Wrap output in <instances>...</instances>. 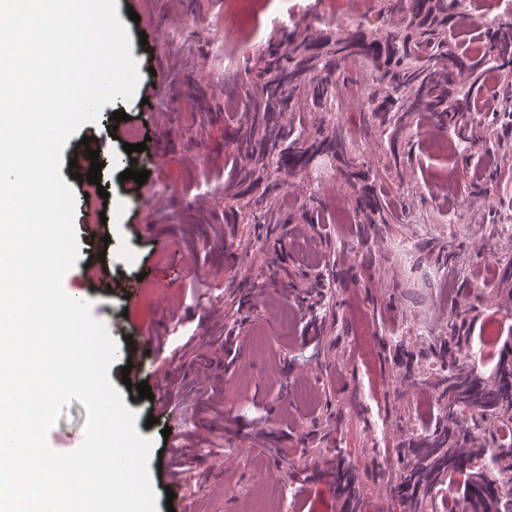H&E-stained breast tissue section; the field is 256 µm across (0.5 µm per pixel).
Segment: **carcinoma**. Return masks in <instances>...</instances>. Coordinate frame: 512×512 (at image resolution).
I'll list each match as a JSON object with an SVG mask.
<instances>
[{
  "label": "carcinoma",
  "instance_id": "carcinoma-1",
  "mask_svg": "<svg viewBox=\"0 0 512 512\" xmlns=\"http://www.w3.org/2000/svg\"><path fill=\"white\" fill-rule=\"evenodd\" d=\"M378 23L322 29L306 22L282 32L257 54L253 76L242 82L243 107L233 111L231 142L240 160L224 198L243 201L258 192L274 223H281L279 195L288 178L305 171L316 154L344 155L350 131L315 122L297 128L290 112H337L342 98L336 73L349 61L371 76L361 109L381 117L390 149L399 144L415 115L457 123L480 111L477 73L502 81L503 100H512V19H498L465 47L448 41L466 23L458 0H381ZM345 178L355 193L354 210L364 224L386 222L385 196L370 172L346 163ZM249 201L243 204L248 208ZM487 337V358L497 360L493 375L477 376L461 346L457 326L439 344V383L444 385L434 427L410 448L398 450V497L402 503L435 498L445 484L462 480L467 512H512V349L496 350ZM336 484L346 495V512H361L351 467L336 461Z\"/></svg>",
  "mask_w": 512,
  "mask_h": 512
}]
</instances>
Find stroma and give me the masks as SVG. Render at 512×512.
<instances>
[{
	"label": "stroma",
	"mask_w": 512,
	"mask_h": 512,
	"mask_svg": "<svg viewBox=\"0 0 512 512\" xmlns=\"http://www.w3.org/2000/svg\"><path fill=\"white\" fill-rule=\"evenodd\" d=\"M236 0H117V14L131 40L141 78L131 99L105 105L89 134H104L113 112L127 118L106 140L101 184L107 201L93 197L84 182L90 164L74 161L80 135L62 150L60 174L76 200H88L86 221L105 232H78L79 258L64 276L68 295L91 302L94 319L117 343L133 338L146 364L142 378L159 393L161 376L152 366L140 329L156 324L176 355L172 387L182 409L166 425H147L154 403L122 382V358L108 377L126 407L137 414L136 430L153 442L149 460L158 512H251L265 500L267 512H342L330 475L344 454L362 499L363 512L392 507L396 453L423 432V405L437 406L442 387L433 344L458 324L463 347L477 359L478 375L490 377L495 364L480 360L484 329L493 325L500 344L512 345V120L500 98L482 92L474 124L494 130L498 145L485 152L469 129L414 118L391 153L377 117H363L350 100L336 121L346 125L358 154L379 175L377 185L396 207L386 224L361 223L352 211L354 195L340 164L332 158L311 163L290 180L282 211L290 224L267 229L246 224L224 208V185L237 165L226 119L225 93L251 65L277 29L262 24L236 61L224 57L212 22L237 10ZM263 13L287 12L289 26L355 11L357 22L375 20L380 0H262ZM138 21H131L130 13ZM159 30L173 41L158 46L141 32ZM167 71L171 94L154 98L158 71ZM160 125L167 152L155 161L157 141L136 156L123 144L129 132ZM147 170L140 197L130 196L119 176L127 168ZM495 172L494 181L475 170ZM207 193L205 209L192 205ZM314 209L316 223L302 214ZM172 229L165 247L152 232ZM196 250L200 267L182 268L180 248ZM105 261L113 281L137 290L136 302L108 295L85 276L88 264ZM223 264L221 289L208 288L210 264ZM249 287H242V279ZM202 295L192 296L191 287ZM165 294L177 313L157 310ZM469 308L465 323L456 312ZM191 317L194 341L180 351L178 321ZM263 348H256L255 338ZM279 376H272L273 368ZM214 376L224 397L222 414L205 413L194 388L197 371ZM87 412L79 401L65 407L47 440L66 453L84 439ZM206 428L208 453L198 467V490L189 501L167 497L169 480L159 459L170 456L163 427ZM261 468L281 471L279 483H257Z\"/></svg>",
	"instance_id": "obj_1"
}]
</instances>
